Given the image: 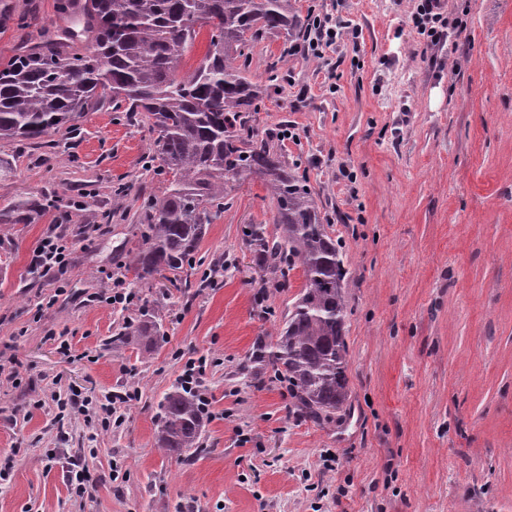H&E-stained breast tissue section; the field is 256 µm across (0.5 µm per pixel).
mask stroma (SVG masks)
<instances>
[{"label": "stroma", "instance_id": "stroma-1", "mask_svg": "<svg viewBox=\"0 0 512 512\" xmlns=\"http://www.w3.org/2000/svg\"><path fill=\"white\" fill-rule=\"evenodd\" d=\"M297 4L360 31L326 60L290 57L253 124L261 138L296 129L280 146L341 244L346 412L329 425L299 415L265 365L305 280L297 267L278 282L245 240V226L273 223L259 178L236 183L201 245L217 287L158 276L138 304L104 303L138 208L115 187L162 185L148 133L94 110L75 133L0 142V207L32 193L68 215L0 226V465L14 462L0 512H512V0H447L464 31L431 50L417 0ZM62 25L56 0H0V57ZM56 227L74 243L59 281L29 269ZM144 307L164 338L117 341ZM200 357L204 450L186 463L155 448L156 416ZM74 390L139 398L106 426L90 409L57 420ZM78 465L92 478L81 497Z\"/></svg>", "mask_w": 512, "mask_h": 512}]
</instances>
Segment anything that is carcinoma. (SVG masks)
<instances>
[{"instance_id":"1","label":"carcinoma","mask_w":512,"mask_h":512,"mask_svg":"<svg viewBox=\"0 0 512 512\" xmlns=\"http://www.w3.org/2000/svg\"><path fill=\"white\" fill-rule=\"evenodd\" d=\"M74 27L45 34L39 47L0 59V141L37 140L72 131L99 105L125 112L154 135L157 175L165 189L140 196L139 239L128 250L130 284L142 288L155 274L194 269L209 225L224 213V198L240 179H261L280 234L249 224L244 236L275 274L299 262L305 285L276 330L269 362L284 372L297 410L319 421L348 400L343 337L346 272L307 179L288 166L251 121L268 91L252 81V48L262 37L296 45L309 23L296 0H57ZM125 34L112 37V23ZM207 51L196 67L181 59L200 30ZM85 38L91 49L68 51ZM52 203L26 193L0 208V224H35ZM119 336L153 344L161 325L146 308ZM204 401L183 382L159 404L155 445L189 459L198 452Z\"/></svg>"}]
</instances>
